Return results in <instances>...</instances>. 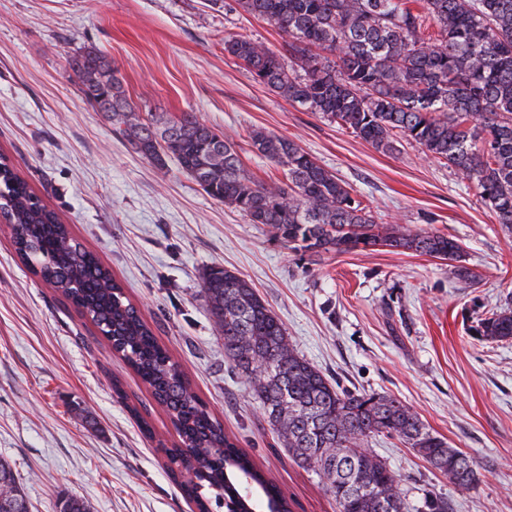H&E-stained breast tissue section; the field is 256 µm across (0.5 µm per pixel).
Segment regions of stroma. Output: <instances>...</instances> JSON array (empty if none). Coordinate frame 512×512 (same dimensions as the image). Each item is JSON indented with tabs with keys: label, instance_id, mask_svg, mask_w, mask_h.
I'll return each instance as SVG.
<instances>
[{
	"label": "stroma",
	"instance_id": "35a3bbf8",
	"mask_svg": "<svg viewBox=\"0 0 512 512\" xmlns=\"http://www.w3.org/2000/svg\"><path fill=\"white\" fill-rule=\"evenodd\" d=\"M238 34L274 47L267 21L205 0H0V155L93 251L178 362L195 394L292 501L336 512L312 470L288 458L246 377L233 370L202 297L212 266L241 274L290 344L332 382L390 395L473 462L462 493L398 439L369 444L409 512L426 494L454 512H512V340L473 326L512 304V232L476 183L406 140L390 153L292 104L225 57ZM95 47L141 112H193L232 136L245 167L282 172L250 145L261 128L294 140L350 185L378 223L452 236L476 278L446 261L384 248L297 252L214 200L174 157L133 153L84 98L67 58ZM179 440L165 409L79 310L17 257L0 226V459L30 512L61 493L91 512H197L164 454Z\"/></svg>",
	"mask_w": 512,
	"mask_h": 512
}]
</instances>
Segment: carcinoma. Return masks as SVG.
I'll use <instances>...</instances> for the list:
<instances>
[{"mask_svg": "<svg viewBox=\"0 0 512 512\" xmlns=\"http://www.w3.org/2000/svg\"><path fill=\"white\" fill-rule=\"evenodd\" d=\"M208 6L270 22L284 36L273 50L242 35L224 37V55L244 65L283 98L352 130L381 152L397 138L415 143L473 181L498 222L512 231V0H206ZM81 93L130 148L158 166L172 155L213 199L261 224L288 248L338 255L377 246L450 262V274L473 281L456 240L379 224L352 189L295 141L254 129L253 147L283 177L251 174L236 145L194 112L141 113L115 70L94 48L67 60ZM0 216L15 226V251L41 279L86 316L175 426L179 444L165 449L177 469H191L186 488L198 512H250L254 499L235 475L292 512L290 502L224 433L208 404L182 397L186 379L123 287L77 242L54 209L0 156ZM205 304L224 336V350L247 376L271 430L298 465L329 486L338 512H407L386 461L369 451L377 436L396 437L472 489L478 473L463 452L432 433L418 414L376 392L333 384L300 356L252 285L228 268L207 271ZM475 332L488 342L512 340V308L496 307ZM0 512H30L13 468L0 460ZM59 512H90L74 494Z\"/></svg>", "mask_w": 512, "mask_h": 512, "instance_id": "carcinoma-1", "label": "carcinoma"}]
</instances>
